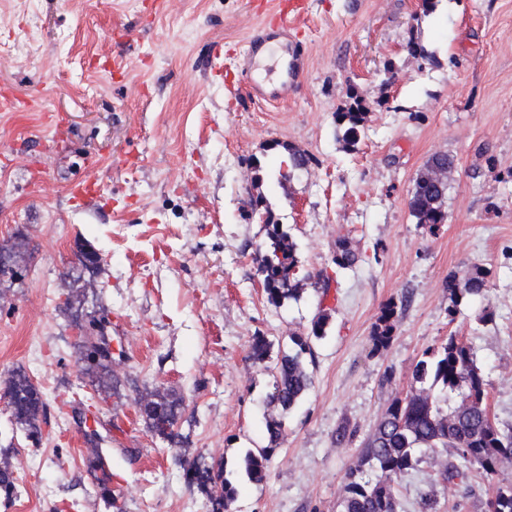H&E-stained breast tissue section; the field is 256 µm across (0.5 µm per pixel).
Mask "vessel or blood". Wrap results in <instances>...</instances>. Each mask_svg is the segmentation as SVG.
Listing matches in <instances>:
<instances>
[{"label":"vessel or blood","instance_id":"b4317fda","mask_svg":"<svg viewBox=\"0 0 512 512\" xmlns=\"http://www.w3.org/2000/svg\"><path fill=\"white\" fill-rule=\"evenodd\" d=\"M287 29L281 25L261 24L258 31L248 40L247 49L243 54L242 70L251 79L253 90L259 96H271L276 100L286 99L289 91L294 86L301 69V60L304 49L299 41H292L286 46L283 54V65L278 86L269 90L255 78L254 66L268 52L269 44L274 39L286 34Z\"/></svg>","mask_w":512,"mask_h":512}]
</instances>
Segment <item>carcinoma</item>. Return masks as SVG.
<instances>
[{
    "label": "carcinoma",
    "instance_id": "1",
    "mask_svg": "<svg viewBox=\"0 0 512 512\" xmlns=\"http://www.w3.org/2000/svg\"><path fill=\"white\" fill-rule=\"evenodd\" d=\"M365 120L364 106L353 99L341 112L337 121L342 139L351 144L359 139ZM454 167V159L446 153L429 159L418 173L411 192L409 208L416 223L434 230L446 217L448 182L441 178L433 182L434 171L445 174ZM268 245L262 258L261 273L267 300L274 306L295 299L300 294L299 260L296 245L283 225L266 221ZM358 256L342 239L336 240L333 262L341 269L353 267ZM489 271L480 266L467 267L448 275L444 287L455 304L477 296L486 290ZM397 304H387L378 318L372 341L374 350L389 346L394 332ZM330 315L322 311L313 320L309 332L290 337L293 348L281 352L273 361L275 378L270 404L276 413L267 422V445L248 448L241 456L238 469L248 480L262 483L268 475L269 463L282 436L283 417L293 410L310 389L313 378L304 361L312 354L311 339L326 333ZM104 318H92L89 329L98 331L99 339L84 343L82 360L86 370L104 369L112 363V349L104 334ZM271 343L264 336H256L251 344V356L265 361ZM414 388L403 398H395L375 429L363 441L360 465L349 474L338 512H397L398 481L414 466L416 455L435 453L441 448L454 450L458 463L443 473L446 480L464 478L469 473L488 474L502 458L512 457V429H499L491 422L485 403V383L476 367L469 346L455 336L419 360L413 369ZM7 396L14 413L25 426L27 438L40 442L42 435L35 419L43 406L39 390L24 376L14 378L7 388ZM152 428L164 423L173 427L181 408L180 400L160 394L141 397L136 401ZM187 481L207 492L213 503V512H232L237 488L233 471L220 462L201 469L194 464L184 466ZM494 512H512V485L497 488L487 507Z\"/></svg>",
    "mask_w": 512,
    "mask_h": 512
}]
</instances>
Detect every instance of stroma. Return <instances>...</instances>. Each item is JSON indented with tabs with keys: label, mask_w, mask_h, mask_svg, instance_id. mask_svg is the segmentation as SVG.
I'll return each instance as SVG.
<instances>
[{
	"label": "stroma",
	"mask_w": 512,
	"mask_h": 512,
	"mask_svg": "<svg viewBox=\"0 0 512 512\" xmlns=\"http://www.w3.org/2000/svg\"><path fill=\"white\" fill-rule=\"evenodd\" d=\"M277 2L0 0V89L26 105L0 111V254L24 271L0 281V395L20 373L44 402L35 445L0 398V468L18 487L0 512H211L180 460L266 445L275 379L252 339L278 355L322 309L312 387L284 418L266 481L239 480L235 512H336L363 440L452 335L474 354L493 422L512 427V0H439L429 14L421 0H307L288 20L301 75L287 100L263 101L239 62ZM412 36L431 60L408 53ZM350 89L366 108L352 146L336 137ZM291 148L313 161L283 177ZM438 152L455 165L432 232L409 199ZM88 179L100 199H72ZM263 213L308 276L279 307L259 270ZM340 238L360 257L346 270ZM473 265L489 270L487 290L453 306L443 283ZM390 302L394 339L376 352ZM79 315L109 322L108 385L83 367ZM154 391L184 403L175 440L136 405ZM343 425L357 435L340 445ZM452 461L420 455L398 512H421L427 493L438 512H485L512 483V458L449 483Z\"/></svg>",
	"instance_id": "obj_1"
}]
</instances>
